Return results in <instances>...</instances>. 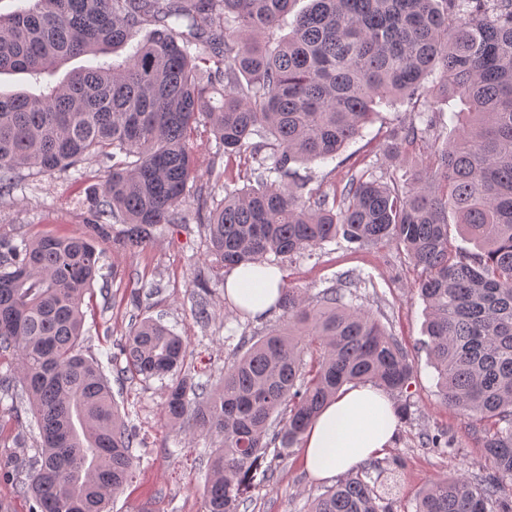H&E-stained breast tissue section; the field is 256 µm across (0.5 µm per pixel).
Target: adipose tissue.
<instances>
[{
	"mask_svg": "<svg viewBox=\"0 0 512 512\" xmlns=\"http://www.w3.org/2000/svg\"><path fill=\"white\" fill-rule=\"evenodd\" d=\"M281 284L277 267L240 266L228 273L224 294L240 311L261 319L275 310ZM395 431V410L385 393L369 385L343 388L306 430L302 465L315 479H332L384 452Z\"/></svg>",
	"mask_w": 512,
	"mask_h": 512,
	"instance_id": "ef3b65f1",
	"label": "adipose tissue"
}]
</instances>
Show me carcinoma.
<instances>
[{
  "label": "carcinoma",
  "instance_id": "1",
  "mask_svg": "<svg viewBox=\"0 0 512 512\" xmlns=\"http://www.w3.org/2000/svg\"><path fill=\"white\" fill-rule=\"evenodd\" d=\"M0 16V73L39 75L145 36L122 62L69 72L37 94L0 92V199L23 172L51 175L112 162L90 196L85 237H0V355L18 359L39 448L16 492L32 512H106L132 483L142 443L99 364L79 348L84 297L99 276L98 243L123 217L121 245L137 252L187 220L198 174L193 134L249 157L248 185L224 187L209 208L197 195L208 253L221 268L301 254L342 236L360 247L394 243L420 269L427 345L439 393L463 420L485 423L492 475L432 482L415 512H512V0H310L288 36L265 42L296 0H26ZM432 94L466 112L448 140L441 112L392 131L386 160L420 144L418 170L382 181L354 174L328 201L294 168L338 155L376 108ZM260 141H253V137ZM454 224L475 246L452 249ZM351 275L316 303L280 288L288 326L242 332L215 389L183 372L186 347L144 318L129 335V370L164 385V419H192L212 439L205 512H240L244 494L274 479L321 408L350 383L401 396L414 367L369 312L345 303ZM315 350L310 362L304 353ZM380 462L316 497L309 512H390Z\"/></svg>",
  "mask_w": 512,
  "mask_h": 512
}]
</instances>
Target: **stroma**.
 Masks as SVG:
<instances>
[{
    "instance_id": "obj_1",
    "label": "stroma",
    "mask_w": 512,
    "mask_h": 512,
    "mask_svg": "<svg viewBox=\"0 0 512 512\" xmlns=\"http://www.w3.org/2000/svg\"><path fill=\"white\" fill-rule=\"evenodd\" d=\"M459 99L436 102L425 96L413 105L380 108L373 120L336 159L301 166L310 176L311 188L334 196L347 178L366 170L383 176L389 134L409 111L441 112L452 116L461 109ZM198 174L208 179L210 170L223 172L224 183L213 188L214 200H222L225 187L240 188L249 163L243 158L218 155L212 134L199 128L194 141ZM105 160L85 162L77 168L51 175H35L20 181L11 197L0 200V236L45 235L79 237L87 231V198L100 181ZM98 277L92 295L86 296L82 350L96 359L110 381L112 396L145 439L135 449L140 473L134 483L115 495L111 512H204V480L209 444L205 437L169 427L162 418L164 389L160 380L131 376L120 349L134 322L144 317L162 320L187 345V368L197 379L217 386L224 367L232 361L234 341L229 330L245 327L262 335L285 325L282 310L263 319L238 312L214 286L199 297L196 283L212 275L202 224L189 221L168 225L144 249L132 253L113 242L101 243ZM288 286L308 300L337 284L340 275L352 272L356 287L346 300L371 313L385 330L407 347L414 374L405 397L409 413L399 420L390 448L380 460L392 485V512H415L420 493L433 481L453 475L491 471L483 453L484 431L461 427L456 408L442 402L436 372L425 346V304L414 288L417 272L403 248L385 244L358 251L343 239L313 249L312 253L276 259ZM205 300L207 319L196 316L198 300ZM19 414L0 411L5 429L0 432V469H15L25 478L27 461L35 453L38 430L28 404ZM447 430L449 448L436 452L423 446L426 433ZM275 483L251 489L248 512H308L314 497L326 484L312 479L302 468L300 450L293 447L277 468Z\"/></svg>"
}]
</instances>
